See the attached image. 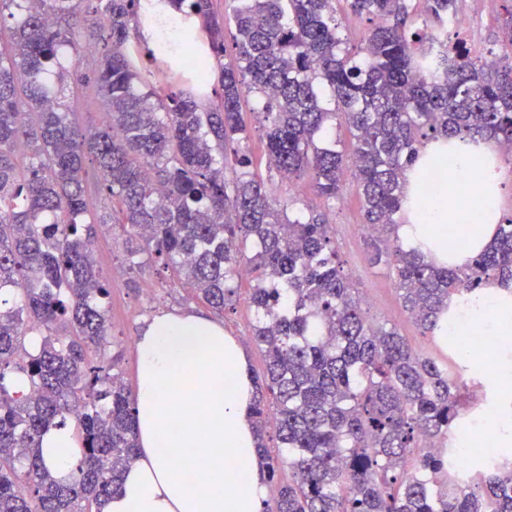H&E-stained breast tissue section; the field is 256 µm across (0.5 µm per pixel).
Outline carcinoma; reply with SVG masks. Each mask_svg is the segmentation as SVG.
Segmentation results:
<instances>
[{
	"label": "carcinoma",
	"instance_id": "1",
	"mask_svg": "<svg viewBox=\"0 0 512 512\" xmlns=\"http://www.w3.org/2000/svg\"><path fill=\"white\" fill-rule=\"evenodd\" d=\"M228 2L218 16L212 0H155L158 13L201 20L207 42L148 69L129 42L131 22L153 26L142 0H95L83 17L74 0H0V512H100L137 457L121 357L102 356L110 283L93 257L91 177L117 203L129 270L157 261L218 313L242 266L255 274L251 338L266 364L253 418L274 488L264 512H512V461L463 482L445 464L469 413L463 374L368 317L326 214L290 208L253 171L242 112L257 97L268 171L325 203L354 167L368 260L392 269L404 310L438 346L451 300L473 303L490 280L512 292V213L468 264L437 266L398 237L417 205L404 174L440 139L488 137L512 157V8L501 54L481 59L448 36L456 0H424L414 27L411 0H344L371 23L355 51L335 0ZM226 55L214 104L209 61ZM83 64L87 88L68 83ZM185 76L188 88L159 94ZM87 93L106 120L86 133L74 105ZM71 421L81 457L62 482L41 440Z\"/></svg>",
	"mask_w": 512,
	"mask_h": 512
}]
</instances>
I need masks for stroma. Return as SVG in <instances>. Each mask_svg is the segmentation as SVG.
Here are the masks:
<instances>
[{
  "instance_id": "stroma-1",
  "label": "stroma",
  "mask_w": 512,
  "mask_h": 512,
  "mask_svg": "<svg viewBox=\"0 0 512 512\" xmlns=\"http://www.w3.org/2000/svg\"><path fill=\"white\" fill-rule=\"evenodd\" d=\"M456 14L465 21L459 36L475 55H486L489 49L499 46L505 14L503 0H498L491 11L482 10L476 0H457ZM328 212L331 234L369 317L397 326L413 350L434 354V347L404 313L388 270L367 261L368 235L362 223L360 202L352 189L344 188L341 198L329 206ZM127 249L126 238L118 230L108 224L95 225L94 257L111 285L108 307L112 342L106 352L121 354L124 381L132 388L137 378V341L147 323L164 312L197 311L207 315L211 309L169 271L155 266L129 271L125 263ZM252 283V276L241 278L234 307L217 315L216 320L240 341L250 368L259 372L264 367L265 356L249 339L254 324L249 302Z\"/></svg>"
}]
</instances>
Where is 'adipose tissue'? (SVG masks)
I'll return each instance as SVG.
<instances>
[{"label":"adipose tissue","mask_w":512,"mask_h":512,"mask_svg":"<svg viewBox=\"0 0 512 512\" xmlns=\"http://www.w3.org/2000/svg\"><path fill=\"white\" fill-rule=\"evenodd\" d=\"M446 148L431 142L405 173V190L417 195L430 180L441 189L399 228V236L421 246L436 265H462L495 238L500 213L499 162L493 141L459 146L452 163ZM483 177L479 223L467 225L457 251L444 244L449 218H464L474 174ZM485 336L512 339V300L486 286L476 306L455 309L444 336H460L473 325ZM135 417L138 456L120 488L101 512H263L267 487L261 478L252 420L253 382L239 341L222 324L193 312L162 313L147 325L137 344ZM71 432L42 440V458L56 476L70 480L78 463ZM181 456L183 473L172 467Z\"/></svg>","instance_id":"1"}]
</instances>
